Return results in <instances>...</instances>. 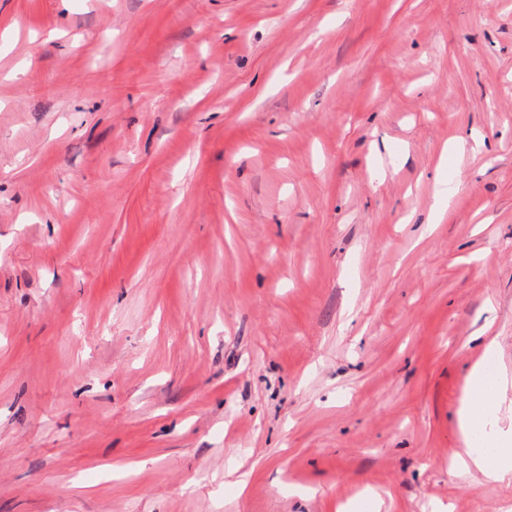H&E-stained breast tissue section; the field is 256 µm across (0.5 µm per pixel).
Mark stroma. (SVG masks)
Instances as JSON below:
<instances>
[{
    "label": "stroma",
    "mask_w": 512,
    "mask_h": 512,
    "mask_svg": "<svg viewBox=\"0 0 512 512\" xmlns=\"http://www.w3.org/2000/svg\"><path fill=\"white\" fill-rule=\"evenodd\" d=\"M491 341L512 0H0V512H505ZM504 388L502 375L492 380L482 364L474 365L467 376V398L459 411V424L464 443L470 451L459 462L468 467L475 466L486 482L510 483L512 480V435L511 442L507 435L486 434V441L492 452L476 449L471 439V431L477 422L487 425L497 419L499 412V395ZM511 444V447H510Z\"/></svg>",
    "instance_id": "1"
}]
</instances>
